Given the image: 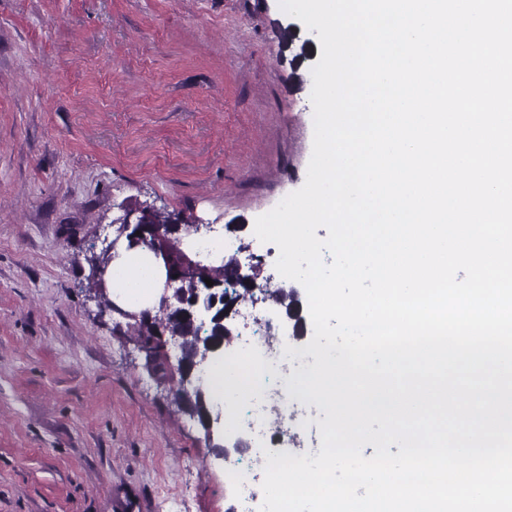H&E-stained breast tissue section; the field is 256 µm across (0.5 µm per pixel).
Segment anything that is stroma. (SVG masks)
<instances>
[{
	"label": "stroma",
	"mask_w": 512,
	"mask_h": 512,
	"mask_svg": "<svg viewBox=\"0 0 512 512\" xmlns=\"http://www.w3.org/2000/svg\"><path fill=\"white\" fill-rule=\"evenodd\" d=\"M320 57L279 0H0V512H238L252 450L209 447L86 256L147 204L274 275Z\"/></svg>",
	"instance_id": "35a3bbf8"
}]
</instances>
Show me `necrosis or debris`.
<instances>
[{"label":"necrosis or debris","instance_id":"4bbe7bcc","mask_svg":"<svg viewBox=\"0 0 512 512\" xmlns=\"http://www.w3.org/2000/svg\"><path fill=\"white\" fill-rule=\"evenodd\" d=\"M245 321L261 323L249 336H239L224 356L223 370L205 365L198 380L213 386L216 373L224 375V391L212 397L213 407L224 412V431L229 435L259 436L261 427L272 426V436L282 448H290L298 436L308 435L319 408L303 403L288 391V382L297 369L294 358L285 356L283 343L274 342L271 320L260 319L255 304L242 309Z\"/></svg>","mask_w":512,"mask_h":512}]
</instances>
